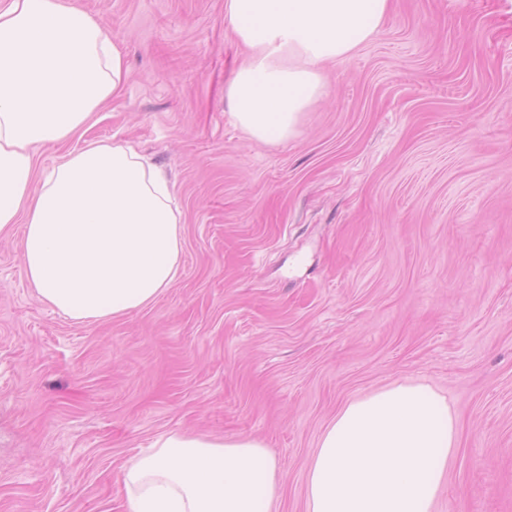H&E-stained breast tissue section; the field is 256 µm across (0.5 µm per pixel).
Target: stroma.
<instances>
[{"label": "stroma", "mask_w": 512, "mask_h": 512, "mask_svg": "<svg viewBox=\"0 0 512 512\" xmlns=\"http://www.w3.org/2000/svg\"><path fill=\"white\" fill-rule=\"evenodd\" d=\"M126 54L86 142L162 167L183 212L175 284L76 322L0 238V512H124L122 471L171 431L262 439L306 512L347 402L395 383L460 428L434 512H512V0H392L275 146L233 125L244 55L224 0H74Z\"/></svg>", "instance_id": "35a3bbf8"}]
</instances>
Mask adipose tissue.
Listing matches in <instances>:
<instances>
[{"instance_id":"1","label":"adipose tissue","mask_w":512,"mask_h":512,"mask_svg":"<svg viewBox=\"0 0 512 512\" xmlns=\"http://www.w3.org/2000/svg\"><path fill=\"white\" fill-rule=\"evenodd\" d=\"M390 0H225L247 50L224 88L252 140L293 138L327 94L322 67L381 30ZM123 51L72 0H0V236L21 229L25 276L67 318L101 321L171 288L182 211L162 170L104 141L37 172L34 149L70 140L122 89ZM459 426L431 387L403 383L346 403L323 431L307 512H433ZM125 512H273L281 470L263 440L161 434L123 474Z\"/></svg>"}]
</instances>
